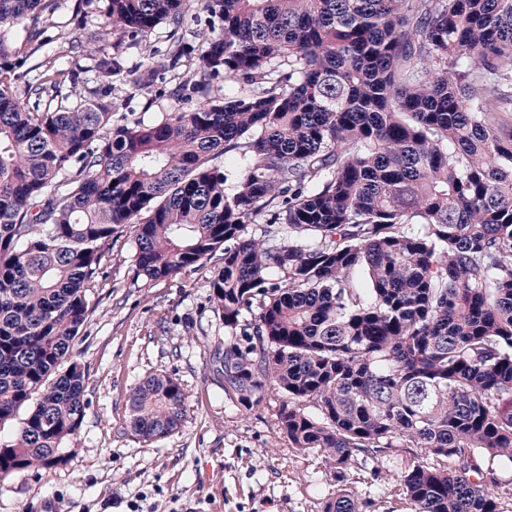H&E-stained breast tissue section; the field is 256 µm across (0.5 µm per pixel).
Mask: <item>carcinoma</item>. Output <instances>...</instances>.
Listing matches in <instances>:
<instances>
[{
	"label": "carcinoma",
	"instance_id": "1",
	"mask_svg": "<svg viewBox=\"0 0 512 512\" xmlns=\"http://www.w3.org/2000/svg\"><path fill=\"white\" fill-rule=\"evenodd\" d=\"M54 2L0 0V29ZM193 6L210 19L195 57L177 36ZM163 23L168 67L199 75L167 91ZM105 30L144 46V95L250 91L115 125L112 84L54 55L12 89L0 35V425L19 419L0 477L65 462L88 408L68 358L105 249L136 223L150 280L222 251L210 366L248 409L275 391V428L336 481L323 512H367L360 459L400 468L408 512H500L484 488L512 470V0H108ZM228 154L250 158L233 193ZM187 405L151 374L127 429L168 437Z\"/></svg>",
	"mask_w": 512,
	"mask_h": 512
}]
</instances>
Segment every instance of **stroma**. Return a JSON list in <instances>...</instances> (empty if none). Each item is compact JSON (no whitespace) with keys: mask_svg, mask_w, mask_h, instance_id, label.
Returning <instances> with one entry per match:
<instances>
[{"mask_svg":"<svg viewBox=\"0 0 512 512\" xmlns=\"http://www.w3.org/2000/svg\"><path fill=\"white\" fill-rule=\"evenodd\" d=\"M107 0H58L45 22L56 43L84 39L104 21ZM105 53L119 64L112 96L119 114L152 120L173 111L169 98L131 95L141 45L112 37ZM136 225L122 227L102 261L92 312L75 339L73 357L86 369L89 408L67 461L49 472L0 478V512H323L335 482L322 458L290 448L270 420L272 394L247 409L224 396L209 354L224 340L209 280L220 256L177 276L149 280L135 266ZM165 371L189 395L180 430L147 442L125 426L127 397L146 375ZM370 471L355 467L357 490H370L369 512H406L395 469L366 488Z\"/></svg>","mask_w":512,"mask_h":512,"instance_id":"1","label":"stroma"}]
</instances>
